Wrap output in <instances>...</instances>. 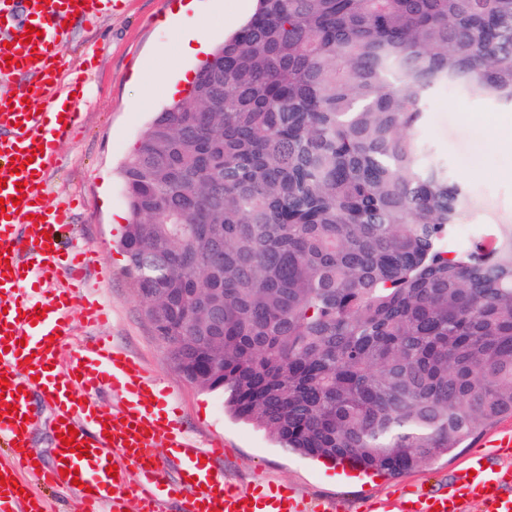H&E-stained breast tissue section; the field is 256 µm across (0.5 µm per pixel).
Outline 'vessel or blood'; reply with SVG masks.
Here are the masks:
<instances>
[{
  "mask_svg": "<svg viewBox=\"0 0 512 512\" xmlns=\"http://www.w3.org/2000/svg\"><path fill=\"white\" fill-rule=\"evenodd\" d=\"M98 0H0V376L8 388L0 398V458L5 491L0 512H44L40 494L22 488L21 470L32 468L26 450L31 427L30 398L42 392L52 400L60 432L76 429L89 453L55 447L54 465L41 470L44 484L76 488V512H306L288 491L242 490L230 483L220 462L222 442L200 445L178 412L154 403L152 383L140 361L108 339L76 347L66 370L56 367L72 336L75 281L89 268L90 248L63 255V236L72 224L67 204L45 201L46 183L59 167L56 147L67 141L80 114L70 106L58 76L57 48L67 22L90 18ZM38 36L24 41L27 27ZM24 194L20 204L11 197ZM46 310L37 317L36 307ZM119 402L104 410L101 390ZM116 466L109 476L108 466ZM471 472L438 494L377 503L376 512H512L499 470L473 458Z\"/></svg>",
  "mask_w": 512,
  "mask_h": 512,
  "instance_id": "1",
  "label": "vessel or blood"
}]
</instances>
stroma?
Segmentation results:
<instances>
[{"mask_svg": "<svg viewBox=\"0 0 512 512\" xmlns=\"http://www.w3.org/2000/svg\"><path fill=\"white\" fill-rule=\"evenodd\" d=\"M177 11L176 0H121L75 26L71 40L58 50L62 81L76 93L82 123L73 139L58 147L64 165L49 177L46 201L72 203L74 241L96 250L87 293L109 308L108 321L91 327L73 312V341L107 336L139 358L153 379L178 396L181 420L193 436L202 442L223 440L224 471L241 488L283 484L309 503L335 502L344 512H357L365 498L447 485L464 473L472 455L481 453L491 427H480L464 447L401 477L348 480L335 465L289 453L264 430L236 420L225 411L221 392L199 388L170 365L118 246L125 230L118 218L127 212L118 170L154 113L170 102L160 85L168 61L180 59L191 74L202 62L181 53L170 22ZM511 133L512 105L475 99L460 89L436 92L429 100L419 136L431 159L447 163L451 175L472 191L476 204L466 225L512 220V150L499 145ZM32 403L38 422L30 434V451L47 464L54 451V409L38 397Z\"/></svg>", "mask_w": 512, "mask_h": 512, "instance_id": "35a3bbf8", "label": "stroma"}]
</instances>
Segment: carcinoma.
I'll list each match as a JSON object with an SVG mask.
<instances>
[{
  "label": "carcinoma",
  "instance_id": "cac0c4a2",
  "mask_svg": "<svg viewBox=\"0 0 512 512\" xmlns=\"http://www.w3.org/2000/svg\"><path fill=\"white\" fill-rule=\"evenodd\" d=\"M121 169L120 242L191 383L288 452L395 477L512 415V224L418 137L512 104V0H259Z\"/></svg>",
  "mask_w": 512,
  "mask_h": 512
}]
</instances>
